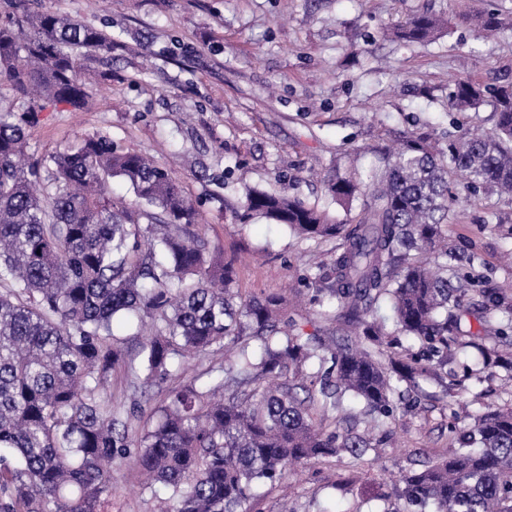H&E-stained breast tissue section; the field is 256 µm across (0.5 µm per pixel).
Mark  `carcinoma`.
I'll list each match as a JSON object with an SVG mask.
<instances>
[{
	"mask_svg": "<svg viewBox=\"0 0 512 512\" xmlns=\"http://www.w3.org/2000/svg\"><path fill=\"white\" fill-rule=\"evenodd\" d=\"M14 0L0 21V77L19 104H0V512H103L112 498L107 465L136 449L138 465L169 492L165 512H251L254 490L282 483L295 466L349 453L354 461L385 442L341 434L329 413L349 394L376 425L393 417L400 383L436 378L457 342L462 282L448 277L443 227L455 215L450 181L466 194L512 198V81L454 82L448 109L488 101L494 129L444 132L440 147L409 137L358 179L327 181L326 194L352 209L355 224L295 197L245 189L233 220L259 215L300 237L340 238L330 264L304 280L310 302L355 321L383 296L398 332L418 350L390 375L378 361L383 329L370 344L304 337L276 295L244 297L234 265L202 237L199 211L169 172L106 135L25 163L39 113L88 108L95 57L112 50L106 30ZM490 35L495 14L469 18ZM445 26L421 14L394 29L422 42ZM121 178L135 199L107 194ZM147 223H142V220ZM433 256L428 264L422 255ZM151 320L129 353L114 325ZM224 353V364L171 385L191 355ZM127 366L134 388L164 391L155 423L138 433L102 396ZM459 447L421 471L400 475L409 512H512V411H493L457 435Z\"/></svg>",
	"mask_w": 512,
	"mask_h": 512,
	"instance_id": "carcinoma-1",
	"label": "carcinoma"
}]
</instances>
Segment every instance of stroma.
<instances>
[{
    "mask_svg": "<svg viewBox=\"0 0 512 512\" xmlns=\"http://www.w3.org/2000/svg\"><path fill=\"white\" fill-rule=\"evenodd\" d=\"M112 35L111 60L98 63L100 87L86 112L50 109L31 128L27 153H59L85 136L108 135L122 148L170 170L197 203L210 248L235 268L246 296L284 293L307 274L306 259L331 262L341 242L298 238L256 218L233 223L225 200L246 188L320 200L326 181L355 177L384 146L410 136L438 140L442 129L489 120L492 108L452 112L448 91L462 77L491 84L512 78V0H37ZM496 13L491 38L461 22L466 10ZM429 13L448 21L436 38L404 43L388 30ZM224 178L223 189L202 169ZM449 250L471 259L463 334L512 328V202L477 195L445 229ZM297 331L345 339L344 314L289 308ZM490 364L465 387L421 381L400 409L387 444L362 469L348 454L311 461L287 490L260 488L253 512H382L401 471L449 454V423L472 428L485 414L512 409L511 359L485 338ZM105 512H157L135 458L114 466Z\"/></svg>",
    "mask_w": 512,
    "mask_h": 512,
    "instance_id": "35a3bbf8",
    "label": "stroma"
}]
</instances>
